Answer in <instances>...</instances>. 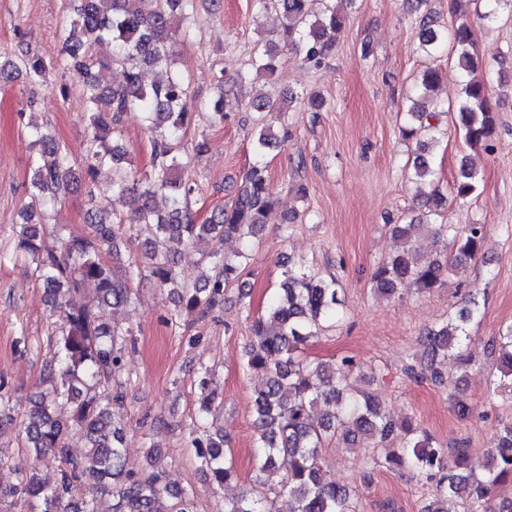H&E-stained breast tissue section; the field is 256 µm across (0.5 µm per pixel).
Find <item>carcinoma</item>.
Returning a JSON list of instances; mask_svg holds the SVG:
<instances>
[{"instance_id":"cac0c4a2","label":"carcinoma","mask_w":512,"mask_h":512,"mask_svg":"<svg viewBox=\"0 0 512 512\" xmlns=\"http://www.w3.org/2000/svg\"><path fill=\"white\" fill-rule=\"evenodd\" d=\"M207 0H73L75 18L64 38L58 57L47 60L29 50L0 62V85L22 81L31 87L52 85V74L69 67L84 75L83 115L89 132L87 148L79 160L52 130L27 128L37 146L29 162L30 178L24 189L17 243L12 252L0 253V262L33 264L50 308L60 312L62 327L53 339L59 357L51 369L57 385L48 399L30 403L22 422L24 443L36 451L50 450L61 462V477L53 486L40 483L32 473L19 472L17 484L0 488V503L23 502L38 512H101L94 489L112 487V512H196L191 488L171 489L161 473L138 477L127 468L122 453L125 434L121 415L123 393L118 380L122 347L133 342V332L119 324L106 325L80 304L87 285L112 309L123 308L133 299V285L147 277L158 288L178 297V308L168 321L179 324L182 312L202 316L224 302L226 288L247 272L256 237L277 219L278 199L266 165V152L288 138L286 127L273 128L256 119L252 140L256 162L245 175L231 203L213 209L198 220L189 202L197 191L192 177L195 162L204 153V143L185 147L184 138L196 120L189 82L176 68L175 43L196 28L198 8ZM354 0H253L259 14L280 15V27L261 36L254 44L249 65L239 71L235 84L227 88L224 77L215 76V99L200 105L209 119L224 121V101L233 91L246 93L256 84L270 83L283 49L318 67L330 56L344 30L342 3ZM467 0H453L461 21L446 27L429 14L419 15L421 51L435 57L449 48L457 53L464 73V101L459 121L462 138L471 148L490 146L495 133L491 89L477 73L470 53L473 29L463 10ZM110 48L102 57L96 49ZM111 64L124 71L121 84L107 88L95 70ZM154 67L160 77L143 83L144 69ZM440 82L438 68H425L416 90L428 95ZM145 115L150 134V166L133 164L124 144L122 118L127 112ZM401 127L402 140L416 144L406 179L420 187L434 185L438 170L431 157L428 135H442L435 112H424L414 102ZM103 169L112 175V193L137 195V205L128 216L109 212L87 191L86 236L70 237L58 250L43 246L46 209L70 186L94 181ZM480 179L463 164L450 187L453 199L466 201L479 189ZM163 198L167 211L156 210ZM447 197L434 193L424 200V219L394 224L398 239L432 223ZM141 256L123 266L107 267L105 257L121 258L125 238L138 239ZM438 240L449 251L444 259H426L409 248L391 254L374 271V291L394 297L405 291L427 292L447 280L461 278L467 264L481 254L485 243L482 224H440ZM213 237L235 238L241 248L226 256L203 247ZM196 257L204 271L203 286L189 287L178 280L182 258ZM483 308L468 296L464 305L427 332L425 356L430 361L459 358L470 340L469 325ZM344 315L339 282L303 265L284 271V278L266 303L263 313L251 321L250 343L242 355L243 370L259 380L254 388L253 417L258 432L253 456L255 479L239 496L224 504V512H361L352 490L336 482L323 466L322 451L336 437L350 441L359 436L376 445L396 441L399 447L384 457L389 466L405 468L428 486L422 512H449L448 502L462 500L467 512H512V498L494 502L498 486L512 479V421L502 424L496 446L488 450L485 468H463L467 450H456L455 467L448 464V448L426 431L410 424H397L386 415L375 396L358 387L353 358L343 357L331 369L300 358L301 346L336 326ZM498 351L499 387L512 393V324L493 344ZM208 370L198 382L199 409L192 419L189 447L196 464L223 484L235 478L230 441L224 431L208 425L206 415L217 398L210 388ZM8 389L0 380V430L13 421L8 408ZM333 406L321 422L310 421V411L320 403ZM85 432L89 446L80 457L69 454L66 439L74 428ZM288 459V474L276 484L262 480L276 471L279 458Z\"/></svg>"}]
</instances>
